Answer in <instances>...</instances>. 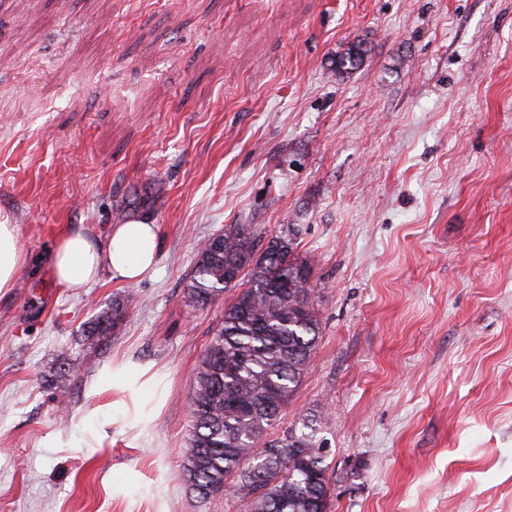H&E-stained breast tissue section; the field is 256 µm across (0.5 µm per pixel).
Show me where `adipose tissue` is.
I'll use <instances>...</instances> for the list:
<instances>
[{
  "label": "adipose tissue",
  "instance_id": "adipose-tissue-1",
  "mask_svg": "<svg viewBox=\"0 0 512 512\" xmlns=\"http://www.w3.org/2000/svg\"><path fill=\"white\" fill-rule=\"evenodd\" d=\"M160 249L158 228L153 224H115L102 239L77 227L56 242L47 262L60 287L78 290L105 272L126 282L138 281L155 267ZM26 263L15 226L0 223V293L15 287Z\"/></svg>",
  "mask_w": 512,
  "mask_h": 512
}]
</instances>
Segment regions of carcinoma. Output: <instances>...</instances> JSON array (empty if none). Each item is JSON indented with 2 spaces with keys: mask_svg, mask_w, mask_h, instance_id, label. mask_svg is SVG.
I'll use <instances>...</instances> for the list:
<instances>
[{
  "mask_svg": "<svg viewBox=\"0 0 512 512\" xmlns=\"http://www.w3.org/2000/svg\"><path fill=\"white\" fill-rule=\"evenodd\" d=\"M300 229L282 228L259 249L254 224H227L198 250L186 288L194 306H205L232 286L245 287L224 306L190 394L191 431L181 479L201 500L231 490L244 512H327L326 439L318 418H302L265 440L295 396L317 345L321 322L306 285L312 270L296 254ZM118 299L96 317L89 335L104 336L125 316ZM237 482L230 483L231 474Z\"/></svg>",
  "mask_w": 512,
  "mask_h": 512,
  "instance_id": "cac0c4a2",
  "label": "carcinoma"
}]
</instances>
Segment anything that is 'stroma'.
<instances>
[{
	"mask_svg": "<svg viewBox=\"0 0 512 512\" xmlns=\"http://www.w3.org/2000/svg\"><path fill=\"white\" fill-rule=\"evenodd\" d=\"M133 220L153 272L55 284ZM0 222V512H241L180 479L228 224L303 227L320 336L267 435L320 414L329 512H512V0H0ZM27 264L13 224L0 222V293L15 288L17 278ZM161 249L155 224H114L104 239L83 226L63 235L47 256L55 282L62 288H86L107 271L112 278L136 282L157 264ZM126 305L119 299L112 302V307L103 311L90 326L88 336H105L111 328L118 324L125 316Z\"/></svg>",
	"mask_w": 512,
	"mask_h": 512,
	"instance_id": "1",
	"label": "stroma"
}]
</instances>
